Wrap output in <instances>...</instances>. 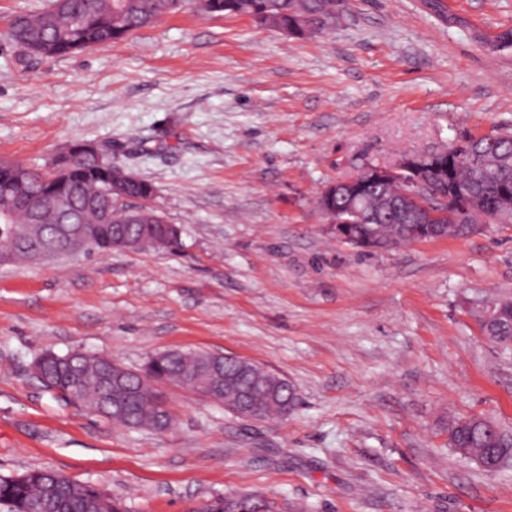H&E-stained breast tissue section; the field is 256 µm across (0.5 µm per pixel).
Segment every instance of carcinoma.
I'll use <instances>...</instances> for the list:
<instances>
[{
  "instance_id": "cac0c4a2",
  "label": "carcinoma",
  "mask_w": 512,
  "mask_h": 512,
  "mask_svg": "<svg viewBox=\"0 0 512 512\" xmlns=\"http://www.w3.org/2000/svg\"><path fill=\"white\" fill-rule=\"evenodd\" d=\"M53 7L32 13H20L8 21L0 37L17 48L41 43L40 59H52L110 45L132 32L153 25L162 16L177 13L191 0H52ZM207 13H229L247 16L255 23L288 29L303 38L321 33L333 26L336 14H344V0H210ZM314 16L313 24L301 27L297 19ZM471 149L481 157L475 164L460 161L448 188H468L479 197L483 210L493 215L497 191L505 186L512 191V135L509 133L468 136ZM109 172L95 160L76 162L64 173L52 163L43 171L28 169L23 192L37 195L51 180H63L69 186L68 197L76 206L77 223L83 225L95 252L112 250L106 238L109 228L122 223L123 209H108L105 198ZM154 187L141 179L130 185L126 194L148 200ZM400 186H381L367 198L364 215L373 211L378 196H396ZM145 222L155 225L142 231L140 225L126 227L134 240V249L173 248L179 237H167L160 225L163 217L150 207L142 209ZM60 211L43 209L37 213L0 193V252L14 256V262L26 261L30 251L41 248L44 239L32 236L34 224H56ZM384 239L426 235L425 224H401L396 221L380 225ZM500 320L489 340L512 347V308L496 302ZM211 353L207 351L169 350L151 356L138 370L125 369L117 374L105 369L98 354L70 351L59 354L42 352L33 360L36 380L54 397L66 404L85 407L97 415H105L112 423L128 429L163 432L173 423L164 412L166 403L162 385L186 388L211 397V401L238 415L263 419L284 416L298 405V395L285 378L251 362L243 365L234 358L224 359L218 374L208 370ZM448 446L457 454L478 456L486 469L497 471L512 464V438L499 429H490L487 419L479 416L448 418ZM0 512H130L122 499L88 484L74 481L48 469L0 475ZM196 512H271L270 505L252 495L217 496L203 503Z\"/></svg>"
}]
</instances>
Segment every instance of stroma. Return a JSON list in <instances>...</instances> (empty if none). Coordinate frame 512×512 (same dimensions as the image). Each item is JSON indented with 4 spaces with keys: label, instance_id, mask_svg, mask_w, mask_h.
Returning <instances> with one entry per match:
<instances>
[{
    "label": "stroma",
    "instance_id": "1",
    "mask_svg": "<svg viewBox=\"0 0 512 512\" xmlns=\"http://www.w3.org/2000/svg\"><path fill=\"white\" fill-rule=\"evenodd\" d=\"M296 38L192 9L51 60L0 39V160L44 169L80 142L155 188L175 250L0 264V474L50 468L130 512L256 494L276 512H512V467L448 446L452 415L512 433V350L481 333L512 297V229L365 253L323 230V189L466 135L512 131V0H348ZM138 368L204 350L290 381L246 421L166 387L172 427L54 399L44 350Z\"/></svg>",
    "mask_w": 512,
    "mask_h": 512
}]
</instances>
